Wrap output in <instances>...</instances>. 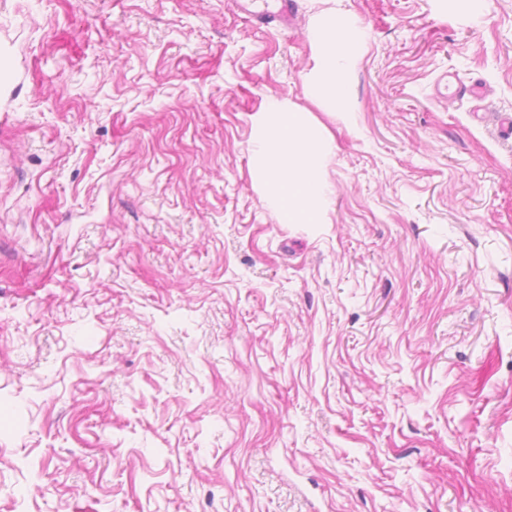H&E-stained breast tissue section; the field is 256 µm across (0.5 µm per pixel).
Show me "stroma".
<instances>
[{
	"label": "stroma",
	"mask_w": 512,
	"mask_h": 512,
	"mask_svg": "<svg viewBox=\"0 0 512 512\" xmlns=\"http://www.w3.org/2000/svg\"><path fill=\"white\" fill-rule=\"evenodd\" d=\"M292 2L0 0V512H512V0ZM321 15L334 203L282 224ZM237 10L259 25L290 21L288 0H235ZM336 16L320 21L308 32L315 48L316 79L310 91L311 102L325 114L335 117L344 100L343 79L356 61L359 37L355 19L341 20ZM261 114L253 159L265 200L282 224L324 223L332 200L322 169L334 136L306 107L271 98Z\"/></svg>",
	"instance_id": "35a3bbf8"
}]
</instances>
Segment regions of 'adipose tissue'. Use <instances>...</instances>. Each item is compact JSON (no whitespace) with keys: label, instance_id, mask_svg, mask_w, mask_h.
<instances>
[{"label":"adipose tissue","instance_id":"obj_1","mask_svg":"<svg viewBox=\"0 0 512 512\" xmlns=\"http://www.w3.org/2000/svg\"><path fill=\"white\" fill-rule=\"evenodd\" d=\"M356 20L320 21L308 32L315 48L316 79L311 108H284L272 98L254 140L255 172L268 205L283 224H320L332 204L322 169L334 149L320 114L334 115L344 100L343 79L356 61Z\"/></svg>","mask_w":512,"mask_h":512}]
</instances>
